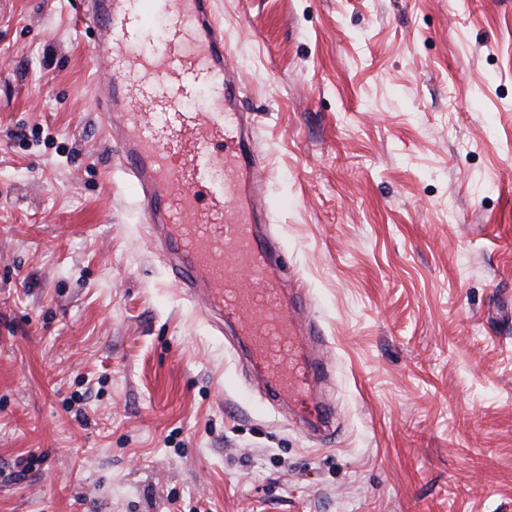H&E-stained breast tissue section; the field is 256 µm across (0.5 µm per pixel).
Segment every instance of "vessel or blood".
I'll return each mask as SVG.
<instances>
[{
	"label": "vessel or blood",
	"mask_w": 512,
	"mask_h": 512,
	"mask_svg": "<svg viewBox=\"0 0 512 512\" xmlns=\"http://www.w3.org/2000/svg\"><path fill=\"white\" fill-rule=\"evenodd\" d=\"M95 32L93 100L104 120L102 142L136 190L142 221L174 280L206 291V307L231 316L272 395L312 406L327 378L323 357L291 364L301 345L325 346L316 323L298 332L285 285L276 276L278 241L260 230L259 173L252 122L241 108L245 86L229 65L215 0H86ZM161 21V53L144 48V33ZM205 111L190 108L197 91ZM223 216L220 224L210 215ZM255 288H240L234 271Z\"/></svg>",
	"instance_id": "obj_1"
}]
</instances>
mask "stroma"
Returning a JSON list of instances; mask_svg holds the SVG:
<instances>
[{"mask_svg": "<svg viewBox=\"0 0 512 512\" xmlns=\"http://www.w3.org/2000/svg\"><path fill=\"white\" fill-rule=\"evenodd\" d=\"M216 16L333 430L152 249L80 0H0V512H512V0Z\"/></svg>", "mask_w": 512, "mask_h": 512, "instance_id": "35a3bbf8", "label": "stroma"}]
</instances>
